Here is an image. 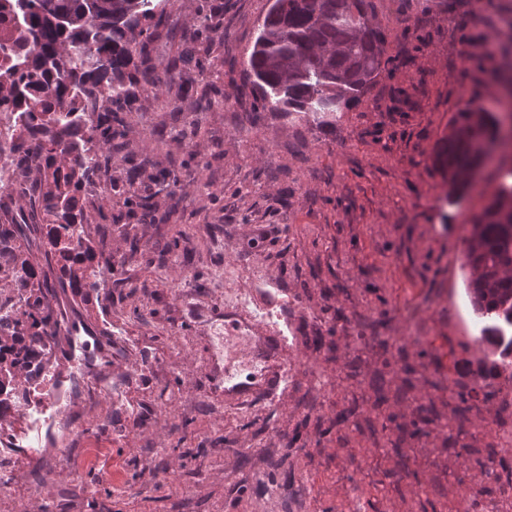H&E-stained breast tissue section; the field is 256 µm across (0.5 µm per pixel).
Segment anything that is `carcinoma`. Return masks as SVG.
<instances>
[{"mask_svg":"<svg viewBox=\"0 0 512 512\" xmlns=\"http://www.w3.org/2000/svg\"><path fill=\"white\" fill-rule=\"evenodd\" d=\"M160 0H0V112H38L42 126L20 134L13 148L20 179L10 187L34 198L42 213L67 222L76 192L112 154L124 149V112L133 86L155 90L177 66L160 72L147 64L148 23L163 16ZM387 35L375 23L373 0H273L247 59L257 103L299 121L328 128L336 112L360 99L386 69ZM142 57L135 74L126 68ZM91 122L87 140L75 138L60 113ZM494 112L466 106L456 113L434 160L448 181V198L465 194L501 136ZM140 166L127 170V204L148 218L152 196L136 187ZM465 265L476 272L467 295L484 326L479 341L498 371L512 368V167L473 222L466 225ZM33 306L49 305L53 289L43 281L28 289ZM31 336H54L49 317L35 319Z\"/></svg>","mask_w":512,"mask_h":512,"instance_id":"obj_1","label":"carcinoma"}]
</instances>
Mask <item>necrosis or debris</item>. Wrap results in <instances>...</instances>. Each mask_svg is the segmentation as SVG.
Instances as JSON below:
<instances>
[{
  "instance_id": "1",
  "label": "necrosis or debris",
  "mask_w": 512,
  "mask_h": 512,
  "mask_svg": "<svg viewBox=\"0 0 512 512\" xmlns=\"http://www.w3.org/2000/svg\"><path fill=\"white\" fill-rule=\"evenodd\" d=\"M28 123L29 116L24 112L0 114L2 188H10L16 180L12 149L19 130ZM58 230L55 224L44 226L45 259L54 262L81 304H91L95 289L111 287L112 264L87 238L73 239L68 245L57 243ZM41 262L30 259L21 265L0 268V338L8 346L6 352L0 353V445L5 447H18L12 428L20 417H27L36 433L55 427L54 413L67 408L70 380L91 378L99 362L95 345L78 329L69 334L72 365L65 375L52 374L44 345L32 343L27 331L29 318L19 300L18 289L21 283L39 280Z\"/></svg>"
}]
</instances>
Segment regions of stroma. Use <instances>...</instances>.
<instances>
[{"label": "stroma", "mask_w": 512, "mask_h": 512, "mask_svg": "<svg viewBox=\"0 0 512 512\" xmlns=\"http://www.w3.org/2000/svg\"><path fill=\"white\" fill-rule=\"evenodd\" d=\"M271 3L169 0L151 63L188 77L136 87L125 153L97 174L111 190L82 205L112 286L54 304L123 360L71 382L45 443L0 451V512H456L493 489L473 451L496 447V408L474 393L476 422L458 394L491 368L464 235L499 173L451 203L432 152L466 105L499 111L512 0H374L390 64L331 129L255 108L245 62ZM133 160L147 188L177 180L135 254L112 223ZM266 310L287 384L227 397L225 374L259 380L238 324Z\"/></svg>", "instance_id": "35a3bbf8"}]
</instances>
